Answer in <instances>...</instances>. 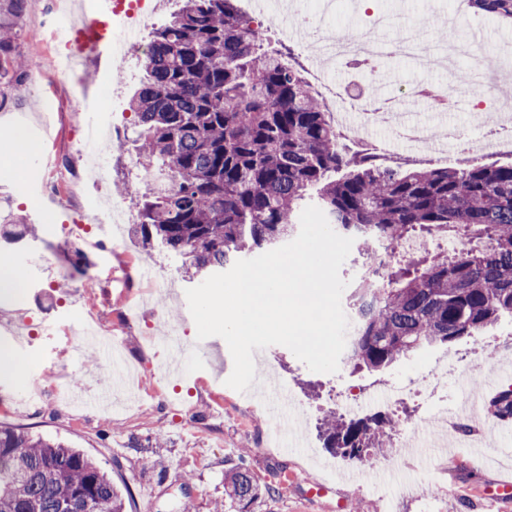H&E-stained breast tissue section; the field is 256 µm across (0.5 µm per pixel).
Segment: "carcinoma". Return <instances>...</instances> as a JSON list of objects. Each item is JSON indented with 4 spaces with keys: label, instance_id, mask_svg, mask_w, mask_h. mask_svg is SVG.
Masks as SVG:
<instances>
[{
    "label": "carcinoma",
    "instance_id": "1",
    "mask_svg": "<svg viewBox=\"0 0 512 512\" xmlns=\"http://www.w3.org/2000/svg\"><path fill=\"white\" fill-rule=\"evenodd\" d=\"M237 0H182L153 32L144 77L130 100V141L151 177L136 200L133 233L181 259L191 277L221 270L297 232L319 207L354 239L365 273L347 307L360 317L347 361L381 371L424 345H450L512 317V164L382 169L346 155L326 107L299 68L264 48ZM26 0H0V77L14 59V22ZM479 13L512 17V0H473ZM348 170L336 179L332 174ZM450 236L452 252L399 257L412 237ZM3 238L37 237L0 214ZM493 414L512 418V389ZM379 416L323 422L325 445L349 457L385 446ZM247 507L261 492L244 467L224 474ZM0 512H126L125 495L82 451L0 425Z\"/></svg>",
    "mask_w": 512,
    "mask_h": 512
}]
</instances>
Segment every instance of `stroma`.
Returning a JSON list of instances; mask_svg holds the SVG:
<instances>
[{
  "label": "stroma",
  "mask_w": 512,
  "mask_h": 512,
  "mask_svg": "<svg viewBox=\"0 0 512 512\" xmlns=\"http://www.w3.org/2000/svg\"><path fill=\"white\" fill-rule=\"evenodd\" d=\"M47 6L48 0H27L15 48L29 68L0 78V141L21 126L40 151L36 157H0V210L40 228L33 240L0 241V256L28 283L22 294L0 295V345L31 363L26 375L0 367V424L82 449L123 488L126 512H182L187 503L192 512H214L219 502L224 512H238L224 495V474L238 466L249 469L260 487L275 490L261 495L248 512H470L479 492L511 479L512 428L497 429L496 456L474 457L466 447L450 450L430 434L412 457L385 460L373 448L359 459L326 448L320 426L336 412L337 395L352 386L387 384L428 372L443 360L453 372L459 368L454 354L475 350L493 363L508 364L512 360L498 342L512 337V319L450 346L411 352L381 374L353 369L344 360L337 372L317 373L288 348L270 346L256 366L257 377L274 374L295 392L294 400L274 406L226 385L233 360L220 337L212 339L218 357L201 361L202 344L185 296L191 283L176 258L159 248L144 253L127 224L114 228L110 244L94 245L71 233L65 218L85 215L90 204L78 192L56 199L48 174L58 164L80 168L67 130L81 113L96 114L98 104L83 100L80 87L54 67L39 22ZM367 6V12L355 13L348 0H334L328 29L347 37L363 18L387 16L393 24L384 34L392 39L423 18L426 55H437L453 37L476 42L479 51L512 71V32L503 31L497 16L462 9L461 0H368ZM264 35L266 48L292 52L303 66L321 62L336 82L371 80L369 70L354 73L329 57L304 54L298 42L281 37L276 19L268 20ZM382 69L388 96L445 78L442 69L421 71L400 56L384 61ZM141 76L142 64L134 57L120 76L112 66L89 60L82 82L92 88L108 83L113 109L125 113ZM48 98L60 100L61 111H45ZM107 170V193L125 183L126 201L147 181L128 149L108 151ZM78 254L90 261L81 274L73 268ZM89 310L111 328L123 352L122 370H115L110 353L63 332V324ZM173 328L179 331L183 368L177 378L166 377L164 368L163 340ZM310 480L328 485L321 502L306 499Z\"/></svg>",
  "instance_id": "35a3bbf8"
}]
</instances>
